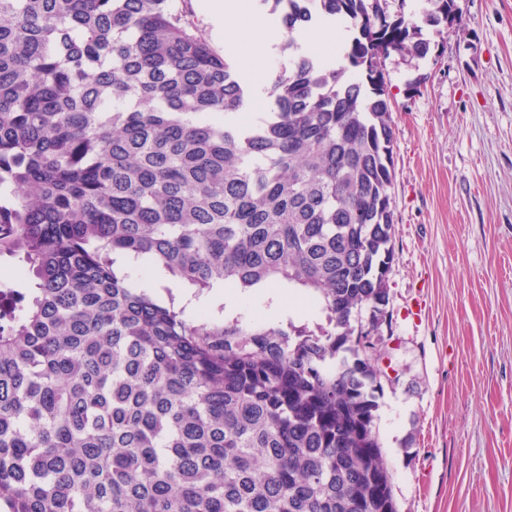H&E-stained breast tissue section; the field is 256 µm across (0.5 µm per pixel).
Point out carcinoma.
I'll return each instance as SVG.
<instances>
[{"instance_id":"obj_1","label":"carcinoma","mask_w":512,"mask_h":512,"mask_svg":"<svg viewBox=\"0 0 512 512\" xmlns=\"http://www.w3.org/2000/svg\"><path fill=\"white\" fill-rule=\"evenodd\" d=\"M289 65L242 73L174 0H0V512H397L375 427L395 212L388 0H259ZM423 25L462 21L429 0ZM354 29L336 69L297 34ZM310 294L311 329L199 324L134 288ZM369 311L363 322L362 310Z\"/></svg>"}]
</instances>
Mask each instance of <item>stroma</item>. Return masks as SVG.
Instances as JSON below:
<instances>
[{"mask_svg":"<svg viewBox=\"0 0 512 512\" xmlns=\"http://www.w3.org/2000/svg\"><path fill=\"white\" fill-rule=\"evenodd\" d=\"M426 57L385 62L395 128V258L376 426L399 512H512V0H460ZM121 265L185 316L271 325L163 270Z\"/></svg>","mask_w":512,"mask_h":512,"instance_id":"1","label":"stroma"}]
</instances>
